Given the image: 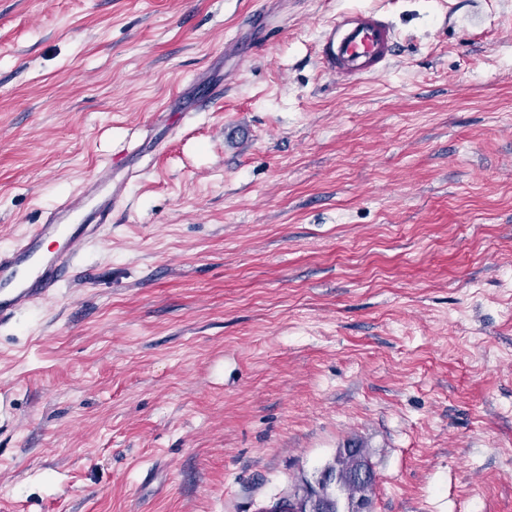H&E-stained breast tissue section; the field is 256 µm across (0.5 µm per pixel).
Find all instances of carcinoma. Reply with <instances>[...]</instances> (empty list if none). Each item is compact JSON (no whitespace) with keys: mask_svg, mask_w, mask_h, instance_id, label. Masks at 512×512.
<instances>
[{"mask_svg":"<svg viewBox=\"0 0 512 512\" xmlns=\"http://www.w3.org/2000/svg\"><path fill=\"white\" fill-rule=\"evenodd\" d=\"M362 464L370 465L365 449L351 445L339 449L333 463L321 471V474L333 482L335 512H349L350 507L357 501L370 500L374 482L360 481L354 476L355 471Z\"/></svg>","mask_w":512,"mask_h":512,"instance_id":"obj_1","label":"carcinoma"}]
</instances>
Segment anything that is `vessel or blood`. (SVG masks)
Returning a JSON list of instances; mask_svg holds the SVG:
<instances>
[{
    "mask_svg": "<svg viewBox=\"0 0 512 512\" xmlns=\"http://www.w3.org/2000/svg\"><path fill=\"white\" fill-rule=\"evenodd\" d=\"M390 23L370 9L341 13L319 40L323 67L341 81L382 72L394 51ZM128 162H106L75 193L0 251V322L54 298L72 276L85 246L99 239L122 202Z\"/></svg>",
    "mask_w": 512,
    "mask_h": 512,
    "instance_id": "b4317fda",
    "label": "vessel or blood"
}]
</instances>
